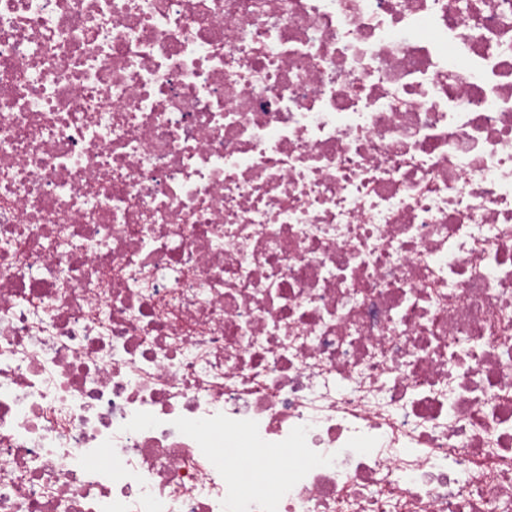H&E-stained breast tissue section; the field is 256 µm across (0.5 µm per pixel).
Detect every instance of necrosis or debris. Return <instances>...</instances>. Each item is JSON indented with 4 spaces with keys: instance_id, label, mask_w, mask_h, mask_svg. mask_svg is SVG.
I'll use <instances>...</instances> for the list:
<instances>
[{
    "instance_id": "4bbe7bcc",
    "label": "necrosis or debris",
    "mask_w": 512,
    "mask_h": 512,
    "mask_svg": "<svg viewBox=\"0 0 512 512\" xmlns=\"http://www.w3.org/2000/svg\"><path fill=\"white\" fill-rule=\"evenodd\" d=\"M0 512H512V0H0Z\"/></svg>"
}]
</instances>
